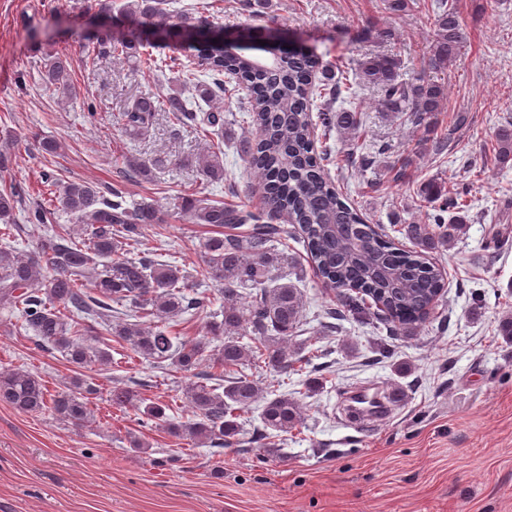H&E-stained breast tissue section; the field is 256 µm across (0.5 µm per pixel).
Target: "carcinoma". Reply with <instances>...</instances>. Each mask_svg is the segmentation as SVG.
<instances>
[{"mask_svg":"<svg viewBox=\"0 0 512 512\" xmlns=\"http://www.w3.org/2000/svg\"><path fill=\"white\" fill-rule=\"evenodd\" d=\"M455 3L435 0L428 45L432 72L408 77L399 56L388 52L371 54L360 64L361 79L378 92L382 111L405 114L423 130L413 144L417 152L437 129L436 117L446 99L440 74L454 65L462 44ZM102 8L117 9L132 26L105 33L98 40L99 49L141 59L148 69L161 63L175 68L179 80L197 97L189 101L176 92L162 101L149 95L133 99L125 112L128 136L144 134L162 107L176 124L211 128L222 136L224 75H233L246 88L243 112L257 125V137L243 143L240 151L261 190V205L227 206L192 195L177 205L191 223L215 227L199 243L203 277L224 296L221 309L213 310L209 294L162 254L125 256L143 225L166 223L161 206L129 201L116 187L106 193L86 181L47 174L46 181L55 187L53 207L31 206L19 224L16 205L22 192L11 185L0 191V220L6 230L26 231L36 241L28 253L9 242L0 245V309L19 311L22 326L40 345L80 368L112 363L110 345L88 339V333L100 326L138 356L192 378L184 388L194 413L188 421H175L166 414L168 406L145 402L130 386L112 389L113 404L143 405L144 424L165 426L195 445L228 448L240 443V412L261 401L262 426L257 431L265 447L275 448L273 438L302 425L300 404L286 392L264 396L240 367L253 358L276 373L295 374L302 371L300 364L317 358L319 350L308 349L306 338L288 349V340L304 332L303 295L280 273L288 255L276 250L274 242L286 246L290 238L302 239L312 272L336 297L337 307L326 315L356 320L372 315L391 335L413 337L429 321L446 286L429 257L463 230L464 220L456 211L467 207V191L429 182L425 197L435 210L432 223L406 225L404 236L415 249L402 248L395 238L368 224L327 173L330 165L371 164L370 155L359 151L363 116L355 107L356 92L349 78H336L318 56L295 48L270 66L255 67L250 58L224 51V28L210 21L204 6L169 11L158 0H127L119 7L105 0ZM163 45L191 50L190 62L177 56L156 57L153 50ZM71 66V59L57 57L42 73L45 83L61 87L69 98ZM318 74L322 79L316 86ZM317 98L325 105L339 100L345 107L326 108L314 119ZM318 127L324 136L319 147L313 137ZM334 129L356 139L352 152L336 155L329 143ZM495 140V161L512 162V117L497 128ZM126 165L143 180L169 165H190L209 183L224 181V151L219 148L195 158H128ZM60 212L74 217L75 224L57 223ZM281 216L296 225L297 232L273 223ZM244 226L245 233H237ZM119 305L131 312V319L120 317ZM203 312L211 317L210 335L179 340L171 334L169 323ZM204 361L224 374L199 370ZM95 393L82 377L52 395L27 370L0 373V404L29 414L49 410L75 428L91 422L90 396Z\"/></svg>","mask_w":512,"mask_h":512,"instance_id":"obj_1","label":"carcinoma"}]
</instances>
